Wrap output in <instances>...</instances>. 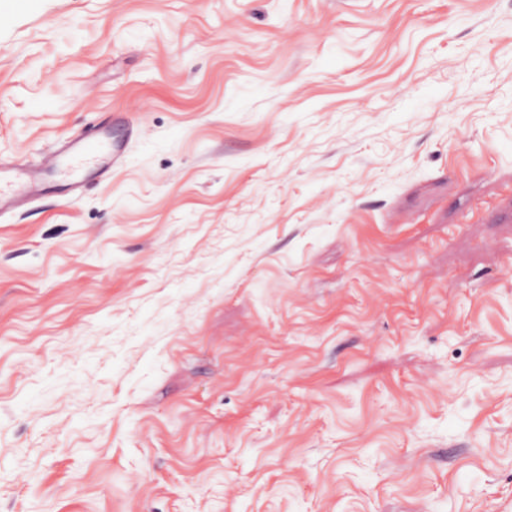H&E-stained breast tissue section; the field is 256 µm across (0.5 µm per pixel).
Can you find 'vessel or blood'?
<instances>
[{"label": "vessel or blood", "instance_id": "1", "mask_svg": "<svg viewBox=\"0 0 512 512\" xmlns=\"http://www.w3.org/2000/svg\"><path fill=\"white\" fill-rule=\"evenodd\" d=\"M114 127L101 126L52 146L35 166L0 164V212L16 209L27 196L39 194L56 177H64L70 194L82 191L90 177H103L119 167L127 142L115 136Z\"/></svg>", "mask_w": 512, "mask_h": 512}]
</instances>
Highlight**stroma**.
<instances>
[{
  "label": "stroma",
  "mask_w": 512,
  "mask_h": 512,
  "mask_svg": "<svg viewBox=\"0 0 512 512\" xmlns=\"http://www.w3.org/2000/svg\"><path fill=\"white\" fill-rule=\"evenodd\" d=\"M0 512H512V0H0ZM126 125L118 114L112 129L99 126L90 134H77L60 145H53L35 166L3 165L0 160V212L18 207L29 195L40 194L59 175L74 195L82 191L91 176L103 177L119 167L129 139H119L113 130Z\"/></svg>",
  "instance_id": "stroma-1"
}]
</instances>
